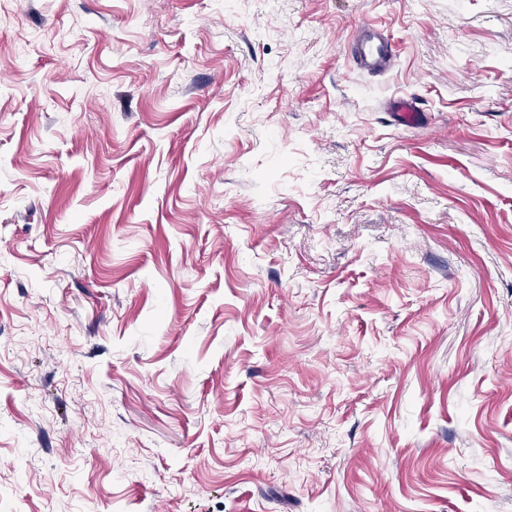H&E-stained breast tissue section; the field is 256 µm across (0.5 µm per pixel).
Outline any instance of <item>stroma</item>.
Masks as SVG:
<instances>
[{
  "label": "stroma",
  "instance_id": "35a3bbf8",
  "mask_svg": "<svg viewBox=\"0 0 512 512\" xmlns=\"http://www.w3.org/2000/svg\"><path fill=\"white\" fill-rule=\"evenodd\" d=\"M0 512H512V0H0ZM351 55L357 65L369 74L385 73L392 65L389 37L372 26L361 27L352 38ZM396 116L398 125L414 127L422 121L423 111L412 96H400L393 99L388 107Z\"/></svg>",
  "mask_w": 512,
  "mask_h": 512
}]
</instances>
